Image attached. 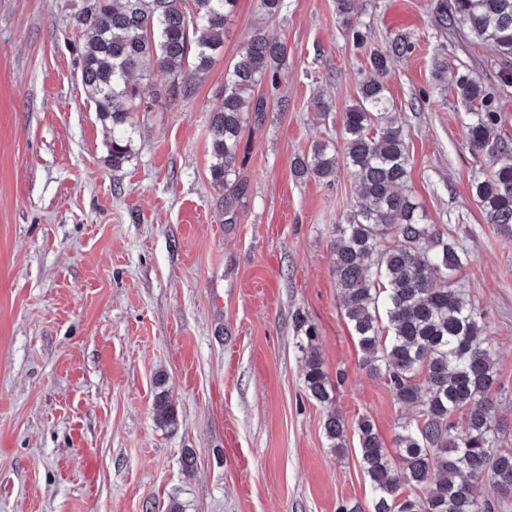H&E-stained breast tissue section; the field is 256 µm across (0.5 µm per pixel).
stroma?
I'll return each mask as SVG.
<instances>
[{
    "label": "stroma",
    "instance_id": "1",
    "mask_svg": "<svg viewBox=\"0 0 512 512\" xmlns=\"http://www.w3.org/2000/svg\"><path fill=\"white\" fill-rule=\"evenodd\" d=\"M86 4L0 0V512H164L173 497L185 512L368 507L357 424L370 419L394 456L416 410L362 368L341 307L331 242L358 186L345 164L327 182L294 163L341 143L370 52L401 36L412 49L392 60L385 94L407 188L469 253L458 286L484 315L496 413L512 428V239L474 201L490 165L466 142L453 90L462 74L486 87L502 115L494 134L512 143V86L491 46L439 26L438 0H355L361 46L336 0H285L272 18L238 0L190 94L131 112L132 155L116 169L80 79L73 21ZM259 30L286 43L288 73L247 119L246 194L228 224L208 122ZM305 323L334 388L328 408L304 389ZM161 387L171 427L153 415ZM332 410L346 428L340 456L324 429Z\"/></svg>",
    "mask_w": 512,
    "mask_h": 512
}]
</instances>
